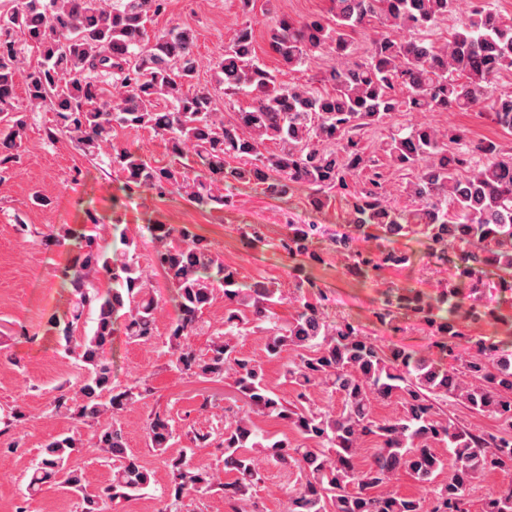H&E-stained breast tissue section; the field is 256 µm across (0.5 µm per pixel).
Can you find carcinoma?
Here are the masks:
<instances>
[{
	"mask_svg": "<svg viewBox=\"0 0 512 512\" xmlns=\"http://www.w3.org/2000/svg\"><path fill=\"white\" fill-rule=\"evenodd\" d=\"M332 2L328 21L285 16L268 37L280 66L290 71L317 52L333 55L336 65L320 79L327 88L281 83L279 70L257 57L246 20L224 46L214 78L225 98L244 94L251 104L226 118L215 109L211 89L197 81L194 31L149 28L166 0H0V117L7 122L0 130V173L20 160L27 113L47 106L54 112L47 138L64 135L91 158L110 148L109 165L122 173L129 197L175 192L198 207L222 210L232 196L215 189L218 184L251 185L271 198L303 186L315 210L338 196L346 201L345 228L331 237L330 250L348 272L378 277L406 265L407 255L390 243L411 233L425 236L439 260L454 267L435 297L390 290L376 313L393 328L402 316L424 322L436 337L434 358L401 346L383 349L359 326L328 321L324 296L308 280H297L295 315L279 324L278 287L244 288L237 269L188 228L147 225L155 265L175 291L170 366L188 377L232 380L250 408L226 418L218 435L193 431L192 447L168 459L167 512H182L189 496L215 487L216 470L192 457L194 448L217 438L224 472L233 475L221 484L224 512H256L252 490L264 464L298 470L301 483L288 497V512H468L466 493L474 483L512 469V433L471 429L447 413L453 402L512 430V349L468 331L494 320L512 334V319L490 304L493 297L512 301V156L502 155L495 140L468 143L461 132L426 122L390 131L378 153L409 172L404 190L418 208L406 212L388 202L381 164L363 144L365 131L394 112L477 110L512 133V90L497 87L501 72L512 70V20L475 0L470 15L439 44L431 32L455 0ZM358 31L372 38L366 57L356 60L352 34ZM116 125L152 131L171 163L157 166L112 143ZM270 141L277 152L266 150ZM188 155L199 166L193 176L181 162ZM286 227L278 248L292 259L322 260L314 247L321 225L288 220ZM372 227L379 231L375 252L359 245ZM241 236L247 246L265 241L259 224L245 225ZM70 238L78 241L63 272L70 307L48 325L82 377L75 397L59 390L54 411L104 421L91 448L120 465L110 484L87 492L84 473L73 464L85 446L60 434L32 466L26 491L32 497L55 486L78 497L79 512H110L148 489L151 474L128 451L120 421L148 387L115 385L108 347L118 332L131 343L150 340L159 302L147 289L134 240L124 237L122 247L108 251L93 223L81 232L68 227L50 234L45 246ZM491 268L500 271L495 280L487 278ZM101 275L110 288L98 286ZM218 288L224 291V331L212 334L202 354L187 338L205 332L203 314ZM444 305L446 318L437 315ZM86 313L95 315L94 327L80 336ZM255 332L266 334L269 353L293 352L284 377L295 388L294 400L269 386L261 360L237 349L238 337ZM318 393L339 395L342 408L315 406ZM377 402L396 403L400 411L379 420ZM253 413L285 421L316 447L261 433ZM146 430L149 448L165 455L176 437L167 414L154 413ZM402 472L426 494L389 490ZM482 512H512V485L488 497Z\"/></svg>",
	"mask_w": 512,
	"mask_h": 512,
	"instance_id": "1",
	"label": "carcinoma"
}]
</instances>
